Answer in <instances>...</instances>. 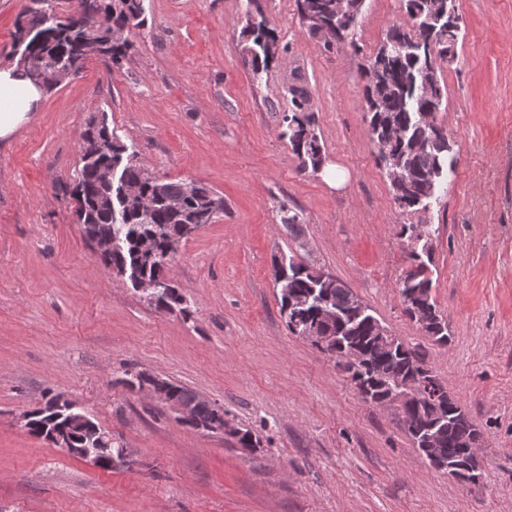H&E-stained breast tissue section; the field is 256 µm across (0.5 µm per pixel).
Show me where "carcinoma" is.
<instances>
[{"instance_id": "obj_1", "label": "carcinoma", "mask_w": 512, "mask_h": 512, "mask_svg": "<svg viewBox=\"0 0 512 512\" xmlns=\"http://www.w3.org/2000/svg\"><path fill=\"white\" fill-rule=\"evenodd\" d=\"M412 22L407 28H393L365 66L368 80L363 112L368 120L372 140L378 148V161L390 170L387 159L403 167L402 185L391 182L394 200L408 213L428 209V193L453 172L455 161L443 129L422 119L425 113L440 111L446 88L441 85V63L457 54L461 33V17L456 0H402ZM66 12L59 16L49 0H32L15 23L14 39L33 31L40 40L31 46L29 65L35 83L46 90L57 86L56 73L70 68L78 73L93 57H102L117 66L132 47L129 38L113 37L116 30L132 31L145 27L143 0H67ZM350 9L336 13L335 0H297L300 20L316 35L320 24L336 32V46L355 44L356 27L362 5L349 0ZM241 53L254 75L267 70L278 58L280 44L275 29L260 11L247 13L242 29ZM288 113L282 117L280 137L288 141L301 170L320 169L323 147L314 132L315 116L310 112V98L303 88L289 90ZM113 167L126 180L137 185L140 196L153 203L146 212L139 205L120 197L117 187L104 180L103 172ZM70 196L77 211L84 213L89 232L116 242V250L100 258L125 283L136 287L143 278H166L167 262L176 255L180 243L188 238L186 225L198 227L212 223L224 211V198L205 185L194 182L163 180L144 168L138 153L114 136L107 122L95 115L86 123L80 143V160L71 177ZM105 195L112 196V209L99 206ZM178 199L182 207L172 211L166 201ZM401 235L412 242L408 259L410 267L400 282L404 312L434 342L447 344L448 323L437 308L432 295L433 279L431 247L432 229L427 224H405ZM154 241V256L141 251L142 242ZM282 279H274L280 314L292 334L305 327H315L332 337L331 345L321 349L335 361L351 351L362 358L361 368L351 381L360 391L372 396L383 395L394 387L406 388L416 381L422 369L432 372L416 351L403 340L386 350L377 343L376 317L349 288L335 276L324 279L321 267L287 258L281 266ZM149 305L165 312L191 315L186 299L177 288H170L149 301ZM149 379L143 370L127 369L122 384L133 392ZM161 386L172 397L193 405L194 415L186 422L203 427L209 433L224 432V408L202 399L194 391L168 379ZM46 401L47 409L32 415L29 433L49 438L53 431H69L74 448H96L102 459L109 445L90 440L71 428L66 407ZM437 414L448 416L440 447L432 455L444 462L463 456L481 432L465 410L451 397L436 405H413L410 419L403 421L405 432L417 449L423 448L424 426L417 418L429 419Z\"/></svg>"}]
</instances>
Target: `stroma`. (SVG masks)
Masks as SVG:
<instances>
[{"label": "stroma", "instance_id": "35a3bbf8", "mask_svg": "<svg viewBox=\"0 0 512 512\" xmlns=\"http://www.w3.org/2000/svg\"><path fill=\"white\" fill-rule=\"evenodd\" d=\"M259 5L288 50L261 75L241 54ZM122 67L90 60L44 93L0 143V512H512V0H456L457 55L435 115L456 173L415 219L432 225L433 288L448 322L436 344L404 312L394 201L363 105V67L409 19L364 0L352 47L326 49L296 0H143ZM305 86L324 162L301 171L279 123ZM106 117L165 180L207 185L224 211L182 242L168 274L192 316L151 307L95 259L65 186L90 116ZM296 212L293 243L282 210ZM302 255L420 353L484 434L481 477L432 469L398 411L364 402L333 360L280 315L273 260ZM136 367L185 386L251 430L247 450L195 433L121 382ZM59 395L130 454L105 469L16 419Z\"/></svg>", "mask_w": 512, "mask_h": 512}]
</instances>
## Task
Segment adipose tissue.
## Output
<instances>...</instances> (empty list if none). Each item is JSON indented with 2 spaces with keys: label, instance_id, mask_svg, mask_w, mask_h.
Masks as SVG:
<instances>
[{
  "label": "adipose tissue",
  "instance_id": "obj_1",
  "mask_svg": "<svg viewBox=\"0 0 512 512\" xmlns=\"http://www.w3.org/2000/svg\"><path fill=\"white\" fill-rule=\"evenodd\" d=\"M42 96V87L28 79L21 67H0V139L10 137L29 121Z\"/></svg>",
  "mask_w": 512,
  "mask_h": 512
}]
</instances>
